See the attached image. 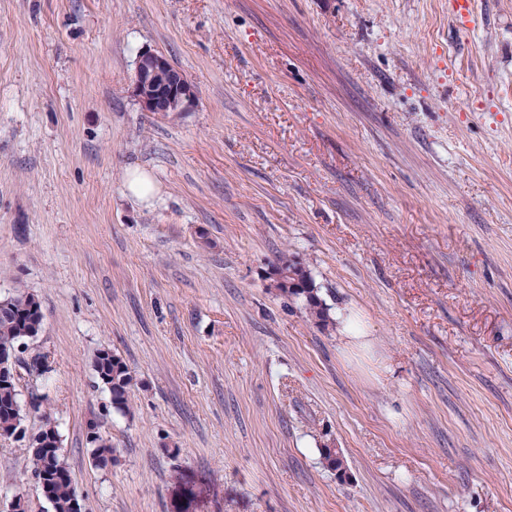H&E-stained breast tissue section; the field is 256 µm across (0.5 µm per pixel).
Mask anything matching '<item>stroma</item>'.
Segmentation results:
<instances>
[{
    "label": "stroma",
    "instance_id": "obj_1",
    "mask_svg": "<svg viewBox=\"0 0 512 512\" xmlns=\"http://www.w3.org/2000/svg\"><path fill=\"white\" fill-rule=\"evenodd\" d=\"M146 49L190 111H142ZM283 253L329 325L270 288ZM19 289L48 357L16 365L25 424L54 420L83 512H512V0H0ZM16 493L52 512L0 438ZM96 376L110 392L112 405L123 410L128 406L133 376L125 361L109 349L100 350L95 356Z\"/></svg>",
    "mask_w": 512,
    "mask_h": 512
}]
</instances>
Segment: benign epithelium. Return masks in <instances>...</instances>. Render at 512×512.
Returning <instances> with one entry per match:
<instances>
[{
    "mask_svg": "<svg viewBox=\"0 0 512 512\" xmlns=\"http://www.w3.org/2000/svg\"><path fill=\"white\" fill-rule=\"evenodd\" d=\"M132 92L142 110L155 114L185 112L197 98L193 84L169 62L151 50L139 53L135 61ZM22 344L0 347V380L13 368L15 351Z\"/></svg>",
    "mask_w": 512,
    "mask_h": 512,
    "instance_id": "benign-epithelium-1",
    "label": "benign epithelium"
}]
</instances>
